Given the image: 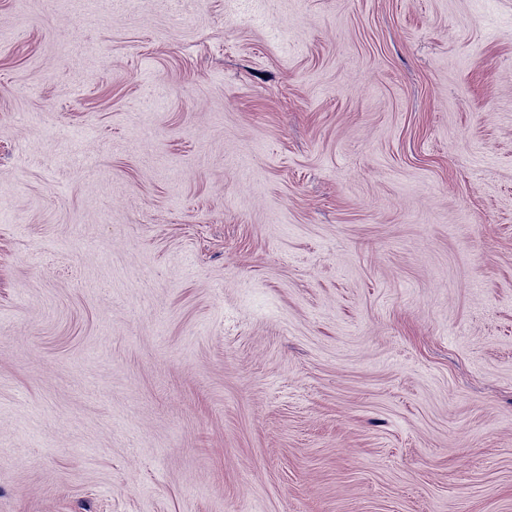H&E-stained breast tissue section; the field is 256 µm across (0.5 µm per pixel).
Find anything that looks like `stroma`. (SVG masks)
I'll return each mask as SVG.
<instances>
[{"label":"stroma","instance_id":"stroma-1","mask_svg":"<svg viewBox=\"0 0 512 512\" xmlns=\"http://www.w3.org/2000/svg\"><path fill=\"white\" fill-rule=\"evenodd\" d=\"M0 512H512V0H0Z\"/></svg>","mask_w":512,"mask_h":512}]
</instances>
